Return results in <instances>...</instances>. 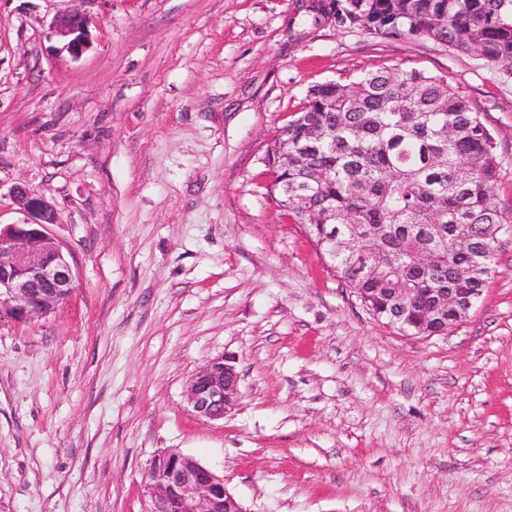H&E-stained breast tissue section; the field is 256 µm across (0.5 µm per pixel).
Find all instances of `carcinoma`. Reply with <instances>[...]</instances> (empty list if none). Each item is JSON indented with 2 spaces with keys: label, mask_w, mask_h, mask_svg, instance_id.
Returning a JSON list of instances; mask_svg holds the SVG:
<instances>
[{
  "label": "carcinoma",
  "mask_w": 512,
  "mask_h": 512,
  "mask_svg": "<svg viewBox=\"0 0 512 512\" xmlns=\"http://www.w3.org/2000/svg\"><path fill=\"white\" fill-rule=\"evenodd\" d=\"M334 2L338 27L428 39L512 69V0ZM264 160L268 196L314 242L320 224L336 225V271L352 288H417L416 308L436 291L485 287L496 241L512 231L490 203L494 140L442 76L384 68L317 84ZM463 231L475 248L454 247Z\"/></svg>",
  "instance_id": "1"
}]
</instances>
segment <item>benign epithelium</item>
Listing matches in <instances>:
<instances>
[{
	"instance_id": "benign-epithelium-1",
	"label": "benign epithelium",
	"mask_w": 512,
	"mask_h": 512,
	"mask_svg": "<svg viewBox=\"0 0 512 512\" xmlns=\"http://www.w3.org/2000/svg\"><path fill=\"white\" fill-rule=\"evenodd\" d=\"M71 9L57 17L51 34L64 41L62 49L79 58L90 44L92 19L87 0H71ZM12 194L29 221L0 225V319L26 322L35 314L55 308L71 294L76 273L63 247L46 232L58 223L57 211L47 197L26 187ZM479 299L474 288H450L435 298L424 319L453 323L466 319ZM239 397V374L218 357L189 380L187 402L202 418L219 420ZM144 512H246L225 487L224 478L196 460L174 451L153 456L144 475Z\"/></svg>"
}]
</instances>
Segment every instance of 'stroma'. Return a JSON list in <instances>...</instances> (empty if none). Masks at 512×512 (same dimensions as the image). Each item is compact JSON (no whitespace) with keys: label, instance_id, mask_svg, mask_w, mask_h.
Listing matches in <instances>:
<instances>
[{"label":"stroma","instance_id":"stroma-1","mask_svg":"<svg viewBox=\"0 0 512 512\" xmlns=\"http://www.w3.org/2000/svg\"><path fill=\"white\" fill-rule=\"evenodd\" d=\"M0 0V223L44 191L76 270L0 320V512H143L163 450L247 512H512V236L470 315L410 336L372 314L267 195L266 148L308 90L381 68L445 77L496 145L512 217V70L315 20L295 0ZM224 357V419L186 386ZM71 9L58 16L50 27L52 36L64 41L61 49L67 51L73 58H79L90 44V26L92 19L83 7L87 0H70ZM239 374L223 357L210 360L189 380L187 402L198 417L224 419L239 397Z\"/></svg>","mask_w":512,"mask_h":512}]
</instances>
